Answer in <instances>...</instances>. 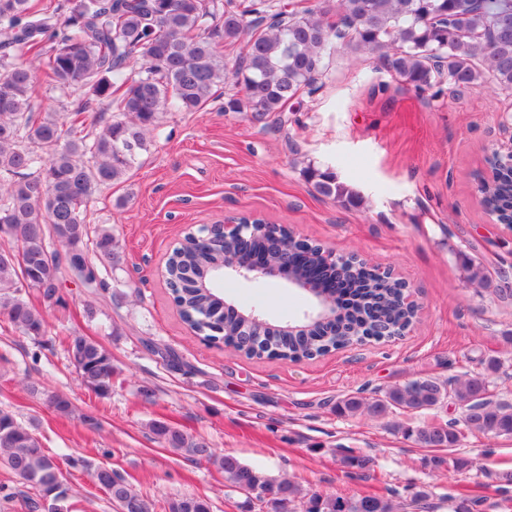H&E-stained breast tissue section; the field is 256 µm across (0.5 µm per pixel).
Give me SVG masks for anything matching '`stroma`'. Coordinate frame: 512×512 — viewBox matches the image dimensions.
<instances>
[{
  "label": "stroma",
  "instance_id": "stroma-1",
  "mask_svg": "<svg viewBox=\"0 0 512 512\" xmlns=\"http://www.w3.org/2000/svg\"><path fill=\"white\" fill-rule=\"evenodd\" d=\"M512 92L488 83L454 95L404 88L377 57L336 53L312 93L281 121L228 112L223 98L202 112L170 111L140 165L102 187L93 225L119 241L118 265L97 271V295L72 277L65 307L48 310L46 336L31 339L0 316V408L35 429L47 453L105 464L156 504L180 493L207 498L212 512H262L216 466L193 462L154 439L161 420L207 440L275 479L342 497L375 492L397 512H453L469 495L472 512H512V438L463 432L452 448H422L401 427L461 420L454 403L373 421L337 415L340 398L419 376L500 370L490 388L512 402V224L487 214L474 174L507 133ZM335 172L354 195L345 204L315 192L307 166ZM253 214L300 238L355 251L406 282L418 305L410 331L299 362L248 358L195 335L162 277L168 253L189 228ZM219 287L242 309L301 315L305 298L282 282L226 279ZM93 302L97 314L83 313ZM90 337L112 354V395L94 397L67 355L68 336ZM67 396L77 416L56 415L28 382ZM367 456L365 475L342 456ZM472 462L459 471L455 458ZM428 510L414 507L418 491Z\"/></svg>",
  "mask_w": 512,
  "mask_h": 512
}]
</instances>
